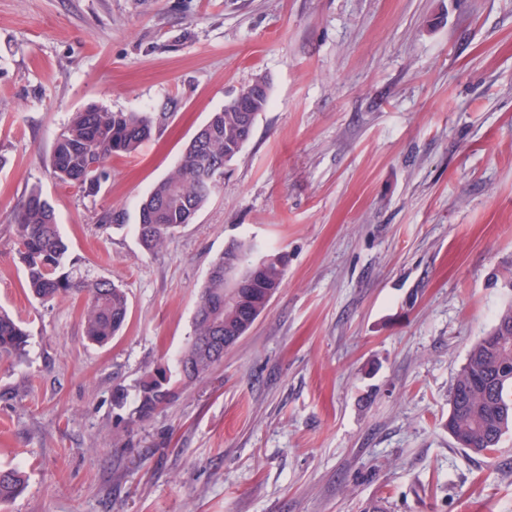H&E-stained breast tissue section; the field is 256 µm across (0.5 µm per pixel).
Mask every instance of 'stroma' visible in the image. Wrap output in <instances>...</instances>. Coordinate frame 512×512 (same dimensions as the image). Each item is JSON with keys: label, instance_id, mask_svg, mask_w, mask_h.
Returning <instances> with one entry per match:
<instances>
[{"label": "stroma", "instance_id": "stroma-1", "mask_svg": "<svg viewBox=\"0 0 512 512\" xmlns=\"http://www.w3.org/2000/svg\"><path fill=\"white\" fill-rule=\"evenodd\" d=\"M259 77L223 182L145 251L141 200ZM91 106L156 133L87 194L50 155ZM35 188L76 272L128 295L107 346L80 297L25 287L12 224ZM234 240L283 255L269 308L128 425L113 393L172 364ZM511 303L512 0H0V307L29 333L0 364V467L29 477L0 512H512V431L488 459L445 426Z\"/></svg>", "mask_w": 512, "mask_h": 512}]
</instances>
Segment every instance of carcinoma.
Here are the masks:
<instances>
[{
	"label": "carcinoma",
	"instance_id": "1",
	"mask_svg": "<svg viewBox=\"0 0 512 512\" xmlns=\"http://www.w3.org/2000/svg\"><path fill=\"white\" fill-rule=\"evenodd\" d=\"M216 115L204 133L192 139L177 170L141 201L137 234L144 250L153 251L181 227L185 211L200 209L218 187L203 178V170L217 161L232 162L243 149L245 142L237 133L241 113L234 104L228 103ZM155 129L147 113L102 108L76 112L53 145L52 173L58 181L89 192L104 177L109 159L137 153ZM13 229L32 296L44 304L70 294L83 295L85 336L98 345L111 342L127 320L128 297L109 280H82L64 271L68 244L59 232L53 208L39 190H32L19 207ZM253 249L249 241H233L213 261L196 304L192 335L177 358L176 369L157 367L145 373L136 385L137 404L128 413L127 423L149 419L209 372L213 361L204 354L201 342L217 334H238L252 314H260L266 288L280 287L283 270L277 261L225 277L226 258L232 256L241 263ZM28 346L29 334L22 322L0 310V362L23 363ZM448 416L449 429L465 435L464 449L478 456L494 453L512 428V304L469 351L453 384ZM26 483L22 470L0 468V504L21 495Z\"/></svg>",
	"mask_w": 512,
	"mask_h": 512
}]
</instances>
